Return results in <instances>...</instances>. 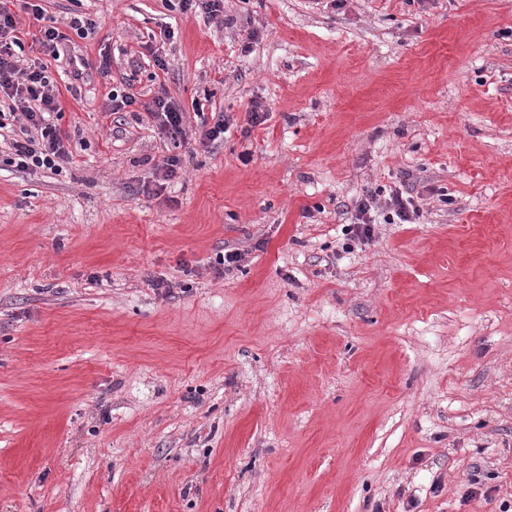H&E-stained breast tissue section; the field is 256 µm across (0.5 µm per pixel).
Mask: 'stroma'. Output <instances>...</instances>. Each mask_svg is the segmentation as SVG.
<instances>
[{
  "label": "stroma",
  "mask_w": 512,
  "mask_h": 512,
  "mask_svg": "<svg viewBox=\"0 0 512 512\" xmlns=\"http://www.w3.org/2000/svg\"><path fill=\"white\" fill-rule=\"evenodd\" d=\"M41 5L86 67L53 64L72 167L0 130V512L512 507V0ZM128 85L185 140L103 114ZM371 188L420 216L343 251ZM195 114L200 117V124L198 126L199 139L198 143L200 146H209L218 140H223L224 135L229 131L231 124L228 116L224 112H211L212 123L209 122L202 110L199 111V105L195 104ZM201 114L203 117H201Z\"/></svg>",
  "instance_id": "obj_1"
}]
</instances>
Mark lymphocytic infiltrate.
<instances>
[{
    "mask_svg": "<svg viewBox=\"0 0 512 512\" xmlns=\"http://www.w3.org/2000/svg\"><path fill=\"white\" fill-rule=\"evenodd\" d=\"M20 10L40 24L37 43L42 58L30 65H21L15 53L16 48L23 45L17 12L0 7V98H8L11 112L20 114L22 119L18 137L10 141L6 162L20 171L46 169L59 173L72 164L74 156L69 133L55 122L61 112L60 89L48 62L58 59V46L64 35L54 20L46 18L37 0H21ZM133 106L139 109V121L158 128L166 138L184 137L185 114L166 89H159L147 101L133 92L109 93L104 110L116 114ZM383 209L390 211L394 220L402 224L413 222L419 214L409 192L395 190L384 199L379 192L366 191L354 204L355 222L349 227V241L370 240L373 215Z\"/></svg>",
    "mask_w": 512,
    "mask_h": 512,
    "instance_id": "obj_1",
    "label": "lymphocytic infiltrate"
}]
</instances>
